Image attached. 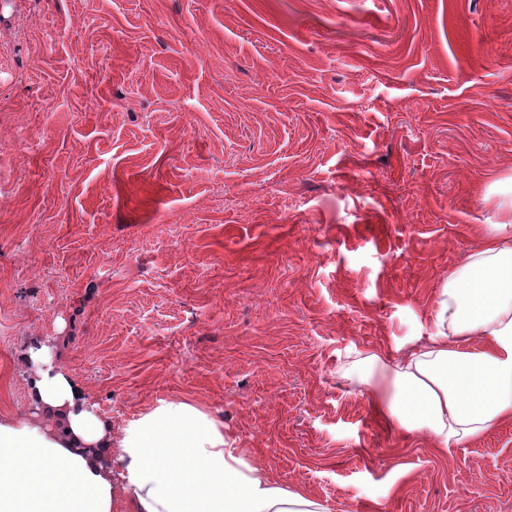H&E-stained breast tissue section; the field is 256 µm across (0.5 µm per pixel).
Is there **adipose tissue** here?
<instances>
[{"label": "adipose tissue", "mask_w": 512, "mask_h": 512, "mask_svg": "<svg viewBox=\"0 0 512 512\" xmlns=\"http://www.w3.org/2000/svg\"><path fill=\"white\" fill-rule=\"evenodd\" d=\"M493 216L480 245L449 274L433 312L434 334L404 356L372 352L370 388L389 423L448 450L512 419V176L492 180ZM35 421L0 419V512H112V462L127 464L136 512H325L270 479L224 437L210 412L157 403L120 438L47 347L28 350Z\"/></svg>", "instance_id": "adipose-tissue-1"}]
</instances>
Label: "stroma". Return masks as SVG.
I'll return each mask as SVG.
<instances>
[{"label":"stroma","instance_id":"stroma-1","mask_svg":"<svg viewBox=\"0 0 512 512\" xmlns=\"http://www.w3.org/2000/svg\"><path fill=\"white\" fill-rule=\"evenodd\" d=\"M512 174V0H0V418L44 343L112 421L220 419L327 512H512L338 372L423 343Z\"/></svg>","mask_w":512,"mask_h":512}]
</instances>
